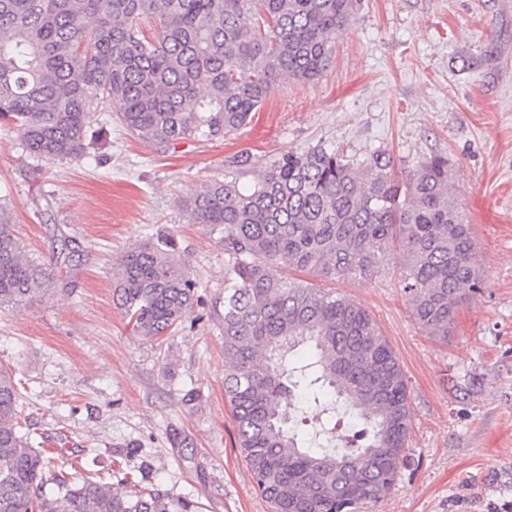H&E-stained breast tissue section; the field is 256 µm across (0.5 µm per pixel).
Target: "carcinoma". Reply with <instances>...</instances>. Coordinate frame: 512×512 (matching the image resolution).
Listing matches in <instances>:
<instances>
[{"instance_id": "1", "label": "carcinoma", "mask_w": 512, "mask_h": 512, "mask_svg": "<svg viewBox=\"0 0 512 512\" xmlns=\"http://www.w3.org/2000/svg\"><path fill=\"white\" fill-rule=\"evenodd\" d=\"M361 0H0V124L40 159L89 157L101 105L159 146L222 139L252 120L282 79L314 80ZM91 18V28L83 20ZM158 27L149 36L142 25ZM183 209L224 227V396L257 490L273 512H361L389 492L411 436L400 360L373 317L347 297L284 270L336 279L373 271L399 244L404 288L440 340L465 288H476L473 235L451 193L448 159L396 180L390 156L351 159L333 144L288 153L242 187L226 178ZM50 273L0 203V307L50 290ZM112 298L150 338L176 331L198 300L168 233L127 249ZM301 346L312 356L294 357ZM319 419L299 439L290 412ZM15 373L0 366V512H200L158 487L111 488L98 472L72 481L20 431ZM361 425L343 442L336 425Z\"/></svg>"}]
</instances>
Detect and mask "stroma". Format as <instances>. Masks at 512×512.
<instances>
[{"mask_svg": "<svg viewBox=\"0 0 512 512\" xmlns=\"http://www.w3.org/2000/svg\"><path fill=\"white\" fill-rule=\"evenodd\" d=\"M87 160L29 156L0 126V195L49 295L0 308V365L14 370L22 430L51 469H112L198 502L272 512L237 446L224 399V232L179 202L222 180L233 155L249 186L266 162L333 143L387 152L398 179L447 156L472 227L481 283L447 340L428 336L403 288L399 251L362 277L315 278L366 309L397 353L412 433L391 490L364 512H512V0H363L318 79L283 80L252 122L222 140L160 147L92 112ZM173 235L198 301L172 335L133 330L112 300V265ZM67 433V447L46 442Z\"/></svg>", "mask_w": 512, "mask_h": 512, "instance_id": "35a3bbf8", "label": "stroma"}]
</instances>
